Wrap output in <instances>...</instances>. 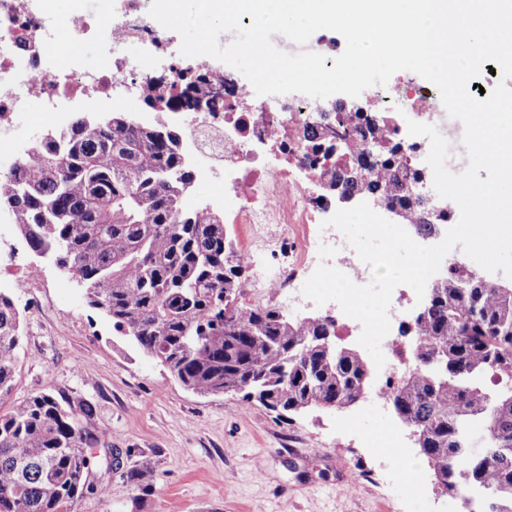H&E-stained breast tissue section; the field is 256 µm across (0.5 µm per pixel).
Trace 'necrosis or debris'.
<instances>
[{
  "label": "necrosis or debris",
  "mask_w": 512,
  "mask_h": 512,
  "mask_svg": "<svg viewBox=\"0 0 512 512\" xmlns=\"http://www.w3.org/2000/svg\"><path fill=\"white\" fill-rule=\"evenodd\" d=\"M69 39L80 45L96 41L101 47L96 64L86 65L80 51L64 58L56 55L55 27L41 10L40 0H0V134L21 129L31 100L41 104L34 119L37 128L64 131L71 125L74 107L146 99L147 88L163 77L183 99L174 116L184 129V159L196 185L191 207L233 209L238 223L263 230L270 240L279 237L280 225L307 223L316 210L325 208L323 199L307 195L299 184L268 174L266 158L292 157L309 171L320 172L323 161L315 159L298 132L315 123L336 127L345 120V112H319L307 97L257 103L251 84L225 79L223 71L188 72L179 52H165L166 30L150 17L145 0H124L119 18L109 11L72 17ZM199 79L206 86L224 88L213 111L199 112L193 106L192 85ZM365 95L387 113L383 138L396 146L397 158L409 177L417 180L422 196H431L432 171L415 165L416 159L428 154L430 142L409 135L408 122H400L399 117L406 114L409 121L447 133L436 109L438 90L410 81L395 96L376 87L368 88ZM217 180L233 189L232 197L211 192Z\"/></svg>",
  "instance_id": "4bbe7bcc"
}]
</instances>
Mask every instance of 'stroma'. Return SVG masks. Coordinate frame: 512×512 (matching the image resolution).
<instances>
[{"label": "stroma", "instance_id": "1", "mask_svg": "<svg viewBox=\"0 0 512 512\" xmlns=\"http://www.w3.org/2000/svg\"><path fill=\"white\" fill-rule=\"evenodd\" d=\"M221 219L244 258L245 280L257 264L284 261L281 252L252 251L249 225L228 213ZM0 254L8 261L0 286L24 325L14 399L46 392L91 400L99 449L112 453L111 468L92 475L107 484V497L85 496L75 512H464L461 498L441 493L433 477L401 485L392 451L372 440L393 427L410 454L418 448L393 408L376 406L374 390L339 411L281 417L238 395H196L117 336L82 289L21 237L0 243ZM31 267L37 281H21ZM146 466L154 479L147 490L132 478Z\"/></svg>", "mask_w": 512, "mask_h": 512}]
</instances>
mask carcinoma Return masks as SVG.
<instances>
[{
    "instance_id": "cac0c4a2",
    "label": "carcinoma",
    "mask_w": 512,
    "mask_h": 512,
    "mask_svg": "<svg viewBox=\"0 0 512 512\" xmlns=\"http://www.w3.org/2000/svg\"><path fill=\"white\" fill-rule=\"evenodd\" d=\"M148 94L156 112L177 100L160 82ZM183 136L164 119L142 126L122 112L80 115L0 174V206L31 250L73 266L88 305L183 387L200 395L247 387L259 398L246 404L271 412L353 402L370 369L352 349L324 347L334 323L240 301L244 260L223 222L186 206L193 176ZM339 156L342 164L320 172L331 190L397 200L400 222L417 220L422 236L436 232L399 162L364 174L354 155ZM471 271L451 264L426 312L401 324L400 335L416 341L414 365L386 395L420 433V454L438 484L478 500L480 512H512V287ZM22 336L20 312L0 290V512H74L83 494L107 495L90 481L96 408L49 393L12 401Z\"/></svg>"
}]
</instances>
